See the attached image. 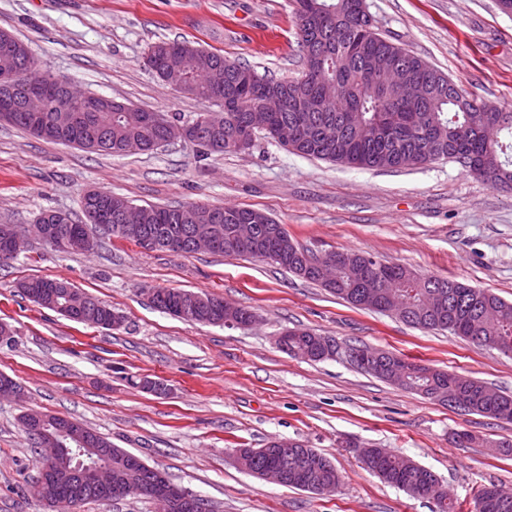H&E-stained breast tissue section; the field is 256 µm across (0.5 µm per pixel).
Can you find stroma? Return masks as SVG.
I'll list each match as a JSON object with an SVG mask.
<instances>
[{
    "mask_svg": "<svg viewBox=\"0 0 512 512\" xmlns=\"http://www.w3.org/2000/svg\"><path fill=\"white\" fill-rule=\"evenodd\" d=\"M379 33L447 74L467 96L512 110V15L497 0H366ZM0 29L43 70L79 89L188 122L214 103L164 84L146 62L158 41L190 40L258 74L296 78L302 53L291 0H0ZM133 204L247 207L284 224L323 255L362 252L419 274L451 277L512 301V191L445 160L400 170L305 158L256 134L250 149L204 154L173 142L114 156L51 143L0 124V224L29 247L0 264V372L24 389L0 398V512H50L29 496L38 456L20 416L66 417L138 455L213 512H434L432 500L382 482L365 448L405 456L442 481L458 512L494 484L512 493V422L467 414L364 373L343 359L288 356L275 339L305 328L338 342L389 350L512 394V354L360 310L270 262L145 250L99 234L83 254L44 244L38 215L86 223L90 189ZM70 282L123 315L117 329L70 321L23 297L28 277ZM152 288L208 293L253 312L245 327L185 321L156 309ZM166 386L154 394L142 378ZM475 435L477 444L457 440ZM288 438L336 464L330 494L297 490L241 470L232 451Z\"/></svg>",
    "mask_w": 512,
    "mask_h": 512,
    "instance_id": "35a3bbf8",
    "label": "stroma"
}]
</instances>
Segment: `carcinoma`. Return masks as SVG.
Listing matches in <instances>:
<instances>
[{
    "label": "carcinoma",
    "mask_w": 512,
    "mask_h": 512,
    "mask_svg": "<svg viewBox=\"0 0 512 512\" xmlns=\"http://www.w3.org/2000/svg\"><path fill=\"white\" fill-rule=\"evenodd\" d=\"M293 15L303 51L304 70L291 80L271 79L249 67L204 48L199 43L197 57L186 63L172 53L155 61L153 70L180 82L189 74L199 78L196 97L211 99L214 91L204 83L213 66L224 64V109L213 113L224 134V150L234 149V135L251 111L270 114L271 126L266 133L277 139L278 132L288 129L286 148L296 154L329 160L361 169H402L440 159L458 164L462 170L501 186H512V111L500 112L459 91H448V77L405 48L376 32L368 19L360 17L364 0H293ZM406 65L414 78L433 87L425 111L399 95L393 88L378 89L372 70ZM102 136L112 141L106 154H122L120 145L129 140L143 143L139 152L153 150L152 143L163 131L142 123L128 125L110 120L106 115L90 119ZM179 207L144 206L145 232L158 238L186 235L187 225L178 217ZM222 213L219 244L213 253L225 256H252L237 248L233 234L238 224L254 225L258 248L278 253L288 250V262L275 264L302 280L319 285L347 304L376 312L393 308V300L402 298L405 307L397 311L405 322L425 330L447 331L478 346L512 353V304L484 290L457 280L421 277L399 264L383 262L356 252H336V280L326 284L305 269L303 257L311 251L295 243L284 226L267 214L252 208L215 206ZM37 234L52 228L61 237L76 238L86 233L96 235L97 226L77 224L61 212H45L36 220ZM32 277L18 284L26 298L31 292L41 296L33 303L50 309L69 320H77L67 306L66 293L73 286L65 281ZM204 299L193 321L218 325L224 320V300L199 294ZM373 356L370 366L361 371L389 381L385 365L398 356L366 345L359 346ZM427 366L418 364V373L399 386L434 397L450 390L448 373L438 371L424 376ZM485 383L473 379L458 389L459 399L441 403L464 412L498 416L512 412V396L496 393L486 399L480 391ZM89 445L101 450L98 460L105 461L127 453L93 430H87ZM252 469L257 472L277 457L266 448L251 449ZM297 455L307 454L319 461L311 467L313 480L340 482L334 463L313 448H298ZM370 471L384 482L421 495L435 475L415 462L383 448ZM64 488L75 491L80 503L100 502L103 494L95 485H74L66 479ZM474 512H512V500L485 497L475 500Z\"/></svg>",
    "instance_id": "carcinoma-1"
}]
</instances>
